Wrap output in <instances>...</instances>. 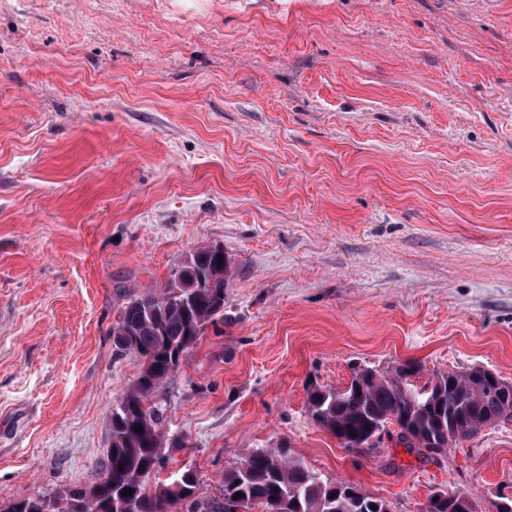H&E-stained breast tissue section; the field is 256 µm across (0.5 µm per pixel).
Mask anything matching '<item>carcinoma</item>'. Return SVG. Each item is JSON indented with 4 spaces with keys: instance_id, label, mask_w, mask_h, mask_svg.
I'll list each match as a JSON object with an SVG mask.
<instances>
[{
    "instance_id": "carcinoma-1",
    "label": "carcinoma",
    "mask_w": 512,
    "mask_h": 512,
    "mask_svg": "<svg viewBox=\"0 0 512 512\" xmlns=\"http://www.w3.org/2000/svg\"><path fill=\"white\" fill-rule=\"evenodd\" d=\"M222 263H217V260ZM231 263L224 250L204 247L189 257L160 291L131 292L114 324L115 346L138 354L141 376L112 408V450L89 485L63 488L52 496L1 506L0 512H392L385 500L346 482L324 479L289 448H256L224 472L215 494L200 491L191 469L171 475L151 492L146 479L163 467V412L155 392L182 358L224 323V283ZM124 335H119V332ZM412 362L353 373L343 390L315 388L308 394L314 422L340 444L366 453L370 438L399 426V442L410 453L442 455L476 436L482 427L512 422V383L482 369L436 377L432 396L414 394ZM142 431H135V427ZM133 490L122 495L123 489ZM242 493L236 497V493ZM438 512H469L460 488L441 491Z\"/></svg>"
}]
</instances>
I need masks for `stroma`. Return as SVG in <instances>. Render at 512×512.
<instances>
[{
  "mask_svg": "<svg viewBox=\"0 0 512 512\" xmlns=\"http://www.w3.org/2000/svg\"><path fill=\"white\" fill-rule=\"evenodd\" d=\"M210 246L148 486L286 447L394 512L512 493V423L358 454L307 404L408 359L512 383V0H0V503L91 481L127 293ZM467 491V490H466ZM460 488H449L446 491L441 490L438 491L439 493L443 494L445 496V499L442 500L439 503H436V508L438 509L437 512H477L482 511L480 510V507L476 506L477 511L467 510L466 506L461 503V497H468L469 499L474 500V496L472 493L469 494ZM464 497V498H466ZM468 499V500H469ZM479 508V509H478Z\"/></svg>",
  "mask_w": 512,
  "mask_h": 512,
  "instance_id": "1",
  "label": "stroma"
}]
</instances>
